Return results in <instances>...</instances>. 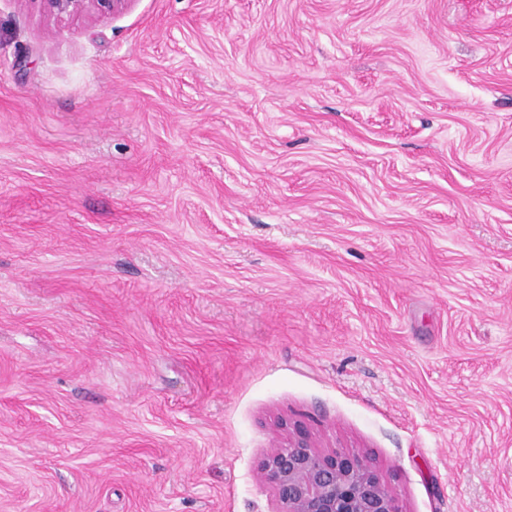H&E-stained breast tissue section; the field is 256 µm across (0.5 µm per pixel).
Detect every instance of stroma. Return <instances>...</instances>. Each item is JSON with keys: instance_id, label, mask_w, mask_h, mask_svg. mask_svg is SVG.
I'll return each instance as SVG.
<instances>
[{"instance_id": "obj_1", "label": "stroma", "mask_w": 512, "mask_h": 512, "mask_svg": "<svg viewBox=\"0 0 512 512\" xmlns=\"http://www.w3.org/2000/svg\"><path fill=\"white\" fill-rule=\"evenodd\" d=\"M283 418L512 512V0H0V512H273ZM47 13L56 18L74 17L83 14L90 7L118 11L128 0H41Z\"/></svg>"}]
</instances>
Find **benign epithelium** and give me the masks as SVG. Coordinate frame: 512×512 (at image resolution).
Wrapping results in <instances>:
<instances>
[{
  "instance_id": "benign-epithelium-1",
  "label": "benign epithelium",
  "mask_w": 512,
  "mask_h": 512,
  "mask_svg": "<svg viewBox=\"0 0 512 512\" xmlns=\"http://www.w3.org/2000/svg\"><path fill=\"white\" fill-rule=\"evenodd\" d=\"M42 2L49 15L64 18L92 6L118 11L126 0ZM256 474L274 492V512H402L394 492L364 455L348 448L321 450L299 424L286 443L262 457Z\"/></svg>"
}]
</instances>
